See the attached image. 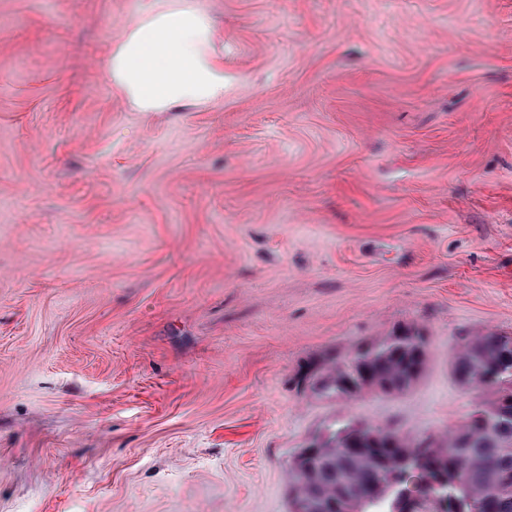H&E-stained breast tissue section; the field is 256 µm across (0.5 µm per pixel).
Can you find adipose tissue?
I'll return each instance as SVG.
<instances>
[{
    "mask_svg": "<svg viewBox=\"0 0 512 512\" xmlns=\"http://www.w3.org/2000/svg\"><path fill=\"white\" fill-rule=\"evenodd\" d=\"M218 29L200 0H172L139 13L112 46L106 75L136 110L209 106L224 99Z\"/></svg>",
    "mask_w": 512,
    "mask_h": 512,
    "instance_id": "1",
    "label": "adipose tissue"
}]
</instances>
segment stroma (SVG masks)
<instances>
[{
	"label": "stroma",
	"mask_w": 512,
	"mask_h": 512,
	"mask_svg": "<svg viewBox=\"0 0 512 512\" xmlns=\"http://www.w3.org/2000/svg\"><path fill=\"white\" fill-rule=\"evenodd\" d=\"M154 0H0V512H289L329 423L443 438L512 336V0H203L224 101L138 112ZM414 324L409 393L310 358Z\"/></svg>",
	"instance_id": "1"
}]
</instances>
